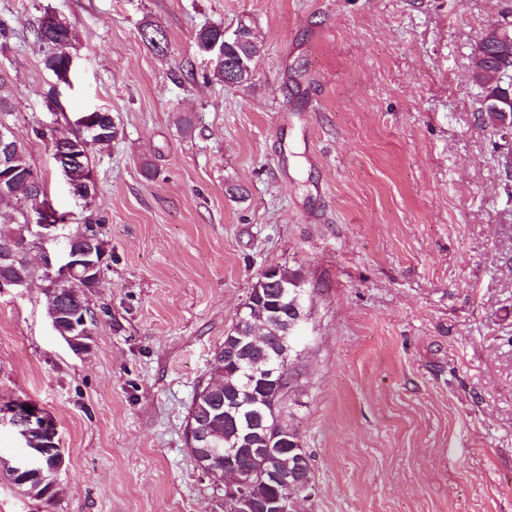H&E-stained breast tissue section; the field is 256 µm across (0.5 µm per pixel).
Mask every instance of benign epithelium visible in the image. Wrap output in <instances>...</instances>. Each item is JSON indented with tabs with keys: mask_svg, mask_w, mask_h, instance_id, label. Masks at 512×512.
Listing matches in <instances>:
<instances>
[{
	"mask_svg": "<svg viewBox=\"0 0 512 512\" xmlns=\"http://www.w3.org/2000/svg\"><path fill=\"white\" fill-rule=\"evenodd\" d=\"M509 24L505 22L491 23L487 25L474 43L472 55L479 58L485 54L489 41L498 44H512V36L508 33ZM242 27L238 26L230 33H224V39L212 42L205 55H224V44L231 40L242 39ZM484 111L490 113L495 123V128L505 139L512 138V102L490 99L485 103ZM17 142L12 134L0 129V169L10 165V158ZM53 224L51 214L44 212L42 223L36 225L37 238L46 243L52 239ZM105 250L103 245L91 239L74 236L69 238L63 256L58 257L48 250H43L42 267L44 277L49 282V287L67 288L72 284V277L76 272L83 273V279L91 288L96 284L103 271ZM299 292L295 296V307L292 318L286 321L287 335L278 339L276 348L280 352L271 355L263 354L260 361L264 364L262 376L257 379L253 389L246 391L247 397L240 399L230 397L224 401V426L232 433L231 447L219 452L211 447L208 433L202 428L189 427V444L195 449L196 465L206 473L215 470L214 458L220 457L224 461V471H231L235 478H223L217 484V489L224 492V499H245L247 494L248 478L255 473L254 468L245 469L242 461L263 460L261 477L275 485L285 486L288 477L274 468V458L278 451L286 446L296 452L297 462L307 460L305 451L301 450L302 444L299 435L284 426L280 419L276 418V409L283 403L288 393V387L284 384L285 368L283 360L285 352L295 350L301 343L304 325L307 321L301 304ZM72 324V335L64 337L68 348L77 356L89 353L93 346V336L88 326V319L84 307H79L67 312ZM32 410L27 411L25 407ZM0 415L9 420L19 434L21 450L16 453L13 460L14 474L19 484L33 476H41L44 471L51 469L62 471L65 466V458L57 453L55 442L48 441L43 448H31L28 439L33 433H40L50 438L58 433L57 423L54 417L28 400H15L0 406ZM257 430L267 433L268 442L265 448L253 447V434Z\"/></svg>",
	"mask_w": 512,
	"mask_h": 512,
	"instance_id": "7a95c632",
	"label": "benign epithelium"
}]
</instances>
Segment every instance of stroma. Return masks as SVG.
I'll return each mask as SVG.
<instances>
[{"instance_id": "obj_1", "label": "stroma", "mask_w": 512, "mask_h": 512, "mask_svg": "<svg viewBox=\"0 0 512 512\" xmlns=\"http://www.w3.org/2000/svg\"><path fill=\"white\" fill-rule=\"evenodd\" d=\"M47 10L73 31L58 111L35 37ZM505 13L512 0H0V124L59 236L95 222L107 250L88 355L50 323L38 250L29 284L0 288V404L52 414L66 460L49 505L0 476V512H220L186 417L271 266L305 280L285 403L315 483L299 512H512V181L469 79ZM243 18L262 49L230 87L193 36ZM94 109L120 134L94 155L87 206L50 133Z\"/></svg>"}]
</instances>
